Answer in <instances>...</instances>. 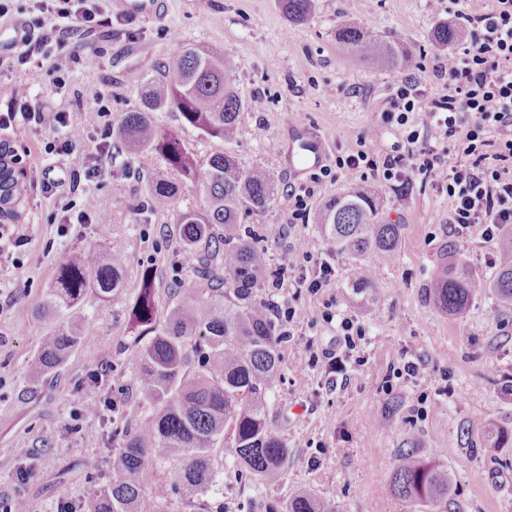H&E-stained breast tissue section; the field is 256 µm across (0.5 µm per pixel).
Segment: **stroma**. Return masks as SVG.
Here are the masks:
<instances>
[{
  "label": "stroma",
  "instance_id": "1",
  "mask_svg": "<svg viewBox=\"0 0 512 512\" xmlns=\"http://www.w3.org/2000/svg\"><path fill=\"white\" fill-rule=\"evenodd\" d=\"M158 2L156 17L131 19L106 0L104 25L78 35V56L65 62L66 88L51 85L37 55L26 65L0 69V113L11 106V87L22 83L36 106L71 113L85 128L73 153L62 155L45 154L47 136L40 131L0 130V140L16 148L27 173L24 221L0 226V502L23 497L31 512H59L61 503L80 505L102 485L119 452L113 429L150 413L137 389L136 338L129 328L143 273H161L156 300L162 308L171 300L172 280L187 288L203 285L162 233L174 211L201 207V196L185 187L173 212L142 217L144 184L127 176L125 156L112 163L103 158L96 108L76 95L86 84L105 87L112 93V117L120 119L140 102L142 61L169 62L183 43L234 60L233 81L251 112L233 150L242 165L267 167L278 181L276 202L263 214L245 216L244 224L277 229L267 242L273 266L287 263L302 243L332 265L334 276L321 296L293 282L260 291L306 323L305 339L282 343L281 378L269 394L271 427L288 445L281 473L255 483L235 466L230 450L219 448L215 464L223 492L191 496L174 490L163 503L146 502L147 512H265L266 502L286 505L304 487L337 503L339 512H512V447H489L483 430L487 424L512 430V311L499 310L491 291L481 288L464 315L451 316L434 307L426 290L450 243L491 278L500 237H485L479 225L450 233L448 194L435 177L387 181L376 173L335 170L337 157L364 147L381 158L403 153L409 130L429 120L424 112L411 114L405 126L379 119L401 74L337 45L340 12L356 7L384 39L420 57L409 75L425 103L448 92L437 74L444 53L431 40L435 24L449 19L448 0H317L301 25L286 20L277 0ZM296 120L328 141L332 174L316 186L288 165V126ZM93 165L102 168L95 184L77 180ZM45 167L60 178L51 199L36 186ZM359 179L378 191L385 216L403 231L397 261L378 267L375 287L357 290L350 286L349 259L313 222L295 219L288 193L313 187V212ZM89 188L97 199L95 214L60 232L58 205L80 201ZM93 241L129 255L125 287L91 311L87 347L73 353L55 378L35 381L27 364L42 326L33 310L59 260ZM328 299L366 333L364 365L335 390L323 372L298 369L305 340L322 349L339 347L335 325L321 319ZM407 353L420 370L397 377ZM409 448L454 470L456 490L447 502L414 505L391 493L392 474Z\"/></svg>",
  "mask_w": 512,
  "mask_h": 512
}]
</instances>
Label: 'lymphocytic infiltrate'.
<instances>
[{
    "label": "lymphocytic infiltrate",
    "mask_w": 512,
    "mask_h": 512,
    "mask_svg": "<svg viewBox=\"0 0 512 512\" xmlns=\"http://www.w3.org/2000/svg\"><path fill=\"white\" fill-rule=\"evenodd\" d=\"M455 16L472 31L471 41L448 54L441 75L448 82L447 96L431 101L427 131L435 145L420 142L422 131H409L403 154L377 161L362 150L337 159L336 167L346 171H382L385 179L400 178L402 171L439 177L445 185L451 208L448 223L454 230L472 224L485 227L494 236L501 225L512 224V0H496L491 11L480 10V0H451ZM23 43L13 57L26 64L34 54L43 58L72 53L75 31H94L101 23L97 0H30ZM14 101L19 110L0 116V127L18 123L31 125L49 135L48 153L73 151L74 133L80 125L66 112H49L30 107L25 86H15ZM465 155L462 163L449 162L440 168V156L450 151ZM321 317L337 323L343 353L315 348L306 342V367L318 368L329 383L349 382L344 354L356 350L363 330L348 316L325 308Z\"/></svg>",
    "instance_id": "1"
}]
</instances>
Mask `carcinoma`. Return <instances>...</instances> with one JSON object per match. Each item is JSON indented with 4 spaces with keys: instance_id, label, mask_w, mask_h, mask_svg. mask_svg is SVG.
<instances>
[{
    "instance_id": "1",
    "label": "carcinoma",
    "mask_w": 512,
    "mask_h": 512,
    "mask_svg": "<svg viewBox=\"0 0 512 512\" xmlns=\"http://www.w3.org/2000/svg\"><path fill=\"white\" fill-rule=\"evenodd\" d=\"M291 23L306 21L315 0H279ZM466 31L446 22L438 24L432 39L439 47L463 40ZM336 39L340 46L366 60H382L396 68L412 62L382 41L365 23L344 11ZM236 64L222 54L178 44L171 62L158 69L143 62L145 81L138 108L112 125V149L134 162L145 155L160 159L167 177L149 179L143 209L171 210L181 187L192 184L203 198L199 209L176 213L171 232L179 253L208 288H181L175 301L159 310L156 275L147 271L129 320L138 335L132 359L149 416L128 431L112 430L121 439V451L109 471L107 484L89 493L88 512H144L147 498L167 497L168 487L153 479L154 467L174 466V483L190 494L205 493L216 484L213 451L227 444L235 465L256 482L276 478L288 463V448L270 427L267 394L280 380L279 329L259 296L260 288L278 275L262 236L241 217L263 213L277 197L273 173L263 167H245L229 145L246 123L249 105L231 83ZM160 110L177 112L184 122L226 148L203 164L177 128H162L154 117ZM12 147L0 142V224L21 221L26 188L22 174L10 160ZM321 235L336 252L351 261L352 287H374L368 253L380 263L398 257L403 225L386 220L377 198L364 184L320 207L314 216ZM495 277L481 279L453 244L445 247L450 261L429 284L428 296L439 310L460 316L468 310L474 292L489 288L504 310H512V225L501 230ZM127 257L109 253L91 242L63 257L42 304L33 310L44 324L39 349L29 360L37 377L56 372L69 356L84 346L86 310L106 303L124 288ZM486 443L504 448L512 431L485 430ZM456 488L452 469L412 451L401 454L390 490L412 504L448 500ZM286 512H337L329 501L308 488L299 490Z\"/></svg>"
}]
</instances>
